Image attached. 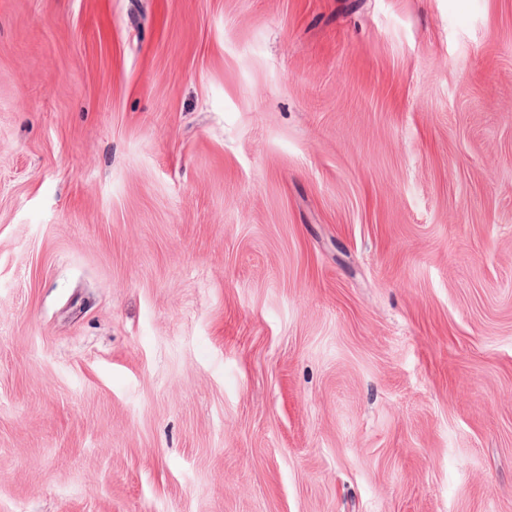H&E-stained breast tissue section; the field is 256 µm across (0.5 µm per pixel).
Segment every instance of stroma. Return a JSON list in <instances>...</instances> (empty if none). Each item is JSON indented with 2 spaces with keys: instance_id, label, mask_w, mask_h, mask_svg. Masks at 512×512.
Returning <instances> with one entry per match:
<instances>
[{
  "instance_id": "1",
  "label": "stroma",
  "mask_w": 512,
  "mask_h": 512,
  "mask_svg": "<svg viewBox=\"0 0 512 512\" xmlns=\"http://www.w3.org/2000/svg\"><path fill=\"white\" fill-rule=\"evenodd\" d=\"M0 512H512V0H0Z\"/></svg>"
}]
</instances>
